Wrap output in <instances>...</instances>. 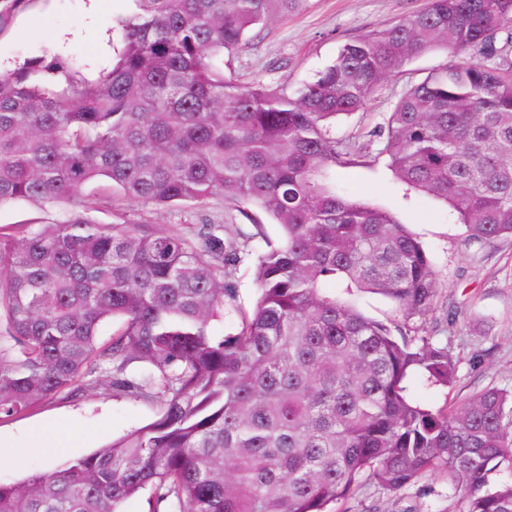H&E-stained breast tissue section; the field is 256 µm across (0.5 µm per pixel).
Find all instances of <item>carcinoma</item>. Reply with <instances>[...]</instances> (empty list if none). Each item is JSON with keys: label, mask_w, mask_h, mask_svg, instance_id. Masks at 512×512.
I'll list each match as a JSON object with an SVG mask.
<instances>
[{"label": "carcinoma", "mask_w": 512, "mask_h": 512, "mask_svg": "<svg viewBox=\"0 0 512 512\" xmlns=\"http://www.w3.org/2000/svg\"><path fill=\"white\" fill-rule=\"evenodd\" d=\"M149 2L119 22L122 51L94 82L74 83L62 56L0 74V206H68L56 222L0 227V419L104 380L159 415L0 481V512H121L145 489L148 512H339L364 474L393 493L443 477L448 512H512V482L491 479L512 470V390L453 409L406 396L416 372L456 382L448 346L409 329L435 310L438 274L408 225L330 177L367 163L331 135L336 118L441 49L445 61L391 112L388 167L445 202L467 241L512 239V0H426L345 42L294 91L241 85L214 59L304 0ZM101 181L122 201L220 200L281 227L236 333L212 330L238 262L218 225L192 240L100 224ZM358 292L394 301L401 323L366 317Z\"/></svg>", "instance_id": "1"}]
</instances>
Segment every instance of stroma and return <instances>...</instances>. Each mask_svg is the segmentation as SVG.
Listing matches in <instances>:
<instances>
[{
	"instance_id": "1",
	"label": "stroma",
	"mask_w": 512,
	"mask_h": 512,
	"mask_svg": "<svg viewBox=\"0 0 512 512\" xmlns=\"http://www.w3.org/2000/svg\"><path fill=\"white\" fill-rule=\"evenodd\" d=\"M96 26H89L85 0H0V69H14L25 59L62 54L75 61L76 79L92 82L111 67L121 47L118 20L144 11L148 0H100ZM426 0H307L305 6L250 38L224 60V72L244 85L312 81L331 64L340 46L369 30L395 22L424 7ZM446 58L433 51L408 62L388 78L365 108L337 118L331 133L352 149L373 156L371 166L336 168L340 193L391 211L420 237L442 286L432 315L417 319L435 342L448 346L458 361L452 388L431 385L420 374L405 385L415 401L432 407L458 404L490 386L512 389V239L477 245L467 243L466 230L441 201L407 191L382 156L383 143L374 130L385 126L400 95L423 80ZM102 224H161L192 234L204 222L224 225V240L236 245L240 259L231 273L236 287L234 309L213 321L216 334L235 333L238 310H251L257 299L255 262L261 239L240 244L236 228L244 221L236 208L221 201L200 210L182 205L158 211L139 203L113 204L111 190L94 213ZM157 404L106 387H85L78 394L62 393L10 419L0 420V481L11 483L31 472L88 454L126 432L156 419ZM73 429L66 447L54 442L30 446V429ZM27 451L15 461L12 451ZM348 505L351 512H445L448 484L426 478L398 493L377 490L362 478Z\"/></svg>"
}]
</instances>
